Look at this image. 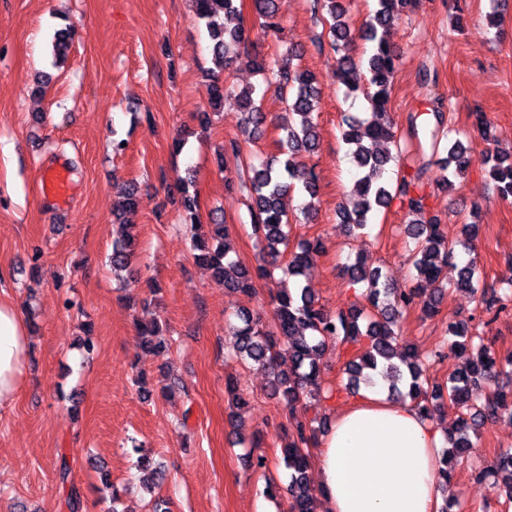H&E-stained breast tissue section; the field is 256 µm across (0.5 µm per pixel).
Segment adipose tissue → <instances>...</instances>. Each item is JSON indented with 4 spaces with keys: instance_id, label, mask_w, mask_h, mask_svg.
<instances>
[{
    "instance_id": "ef3b65f1",
    "label": "adipose tissue",
    "mask_w": 512,
    "mask_h": 512,
    "mask_svg": "<svg viewBox=\"0 0 512 512\" xmlns=\"http://www.w3.org/2000/svg\"><path fill=\"white\" fill-rule=\"evenodd\" d=\"M30 354L19 308L0 302V408L12 404ZM446 437L410 402L392 401L382 383L335 413L316 462L321 512H441Z\"/></svg>"
}]
</instances>
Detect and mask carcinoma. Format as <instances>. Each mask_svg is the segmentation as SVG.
Instances as JSON below:
<instances>
[{
  "instance_id": "carcinoma-1",
  "label": "carcinoma",
  "mask_w": 512,
  "mask_h": 512,
  "mask_svg": "<svg viewBox=\"0 0 512 512\" xmlns=\"http://www.w3.org/2000/svg\"><path fill=\"white\" fill-rule=\"evenodd\" d=\"M199 18L206 21L212 52L220 69L231 67L241 58V49L249 43V34L243 27L226 29L217 18L242 13L243 0H196ZM251 8L264 36L274 37L282 27L277 0H251ZM413 8V0H375V7L362 26V36L372 43L367 59L369 87L366 93L370 116H347L342 123L341 138L348 147L360 175L354 183L352 207L338 212L339 223L345 225L349 235H357L366 228L373 213L390 206L397 199L410 217L404 233L411 240L410 261L416 271L414 284L396 288L384 277L381 269L370 267L361 258L344 266L343 274L354 283L365 284L366 303H352L334 312L319 304L313 289L297 285L293 290H282L274 298V325L263 327L252 313L242 309L237 314L239 325L233 327L235 339L233 358L243 363L251 362L273 376L272 392L280 395L294 415L296 406L306 399H315L321 389L320 361L331 346H343L349 352L345 362L346 386L350 390L360 382L371 384L367 371L381 370L391 384L392 392L404 395L424 415L434 418L449 404L457 407L460 418L455 430L448 433L449 448L441 457V489L448 492L452 473L448 464L455 457H462L475 447L473 437L485 422L506 413L512 417V391H504L499 379L512 375V353L499 355L492 347L479 344L476 354L467 366L448 375V384L431 381L426 367L413 345L403 341L400 322L409 309L417 308L425 318H432L440 311L445 298L443 288L448 261L457 249L469 251L476 236L477 225H462L461 236L448 240L440 218L427 214V193L423 182L426 165L415 174L402 176L392 183L386 174L396 157L386 151L374 149L380 142H390L396 129L388 115L387 107L391 86L398 65V55L384 38L390 24ZM315 13L329 15L328 38L336 58V76L348 85L351 92L357 87L350 84V76L357 68L351 55L353 36L345 20L347 8L342 0H314ZM301 53L287 49L285 53L265 58L259 53L247 55L253 69L265 76L266 88L274 89L285 102L284 114L289 121L284 127L285 137L280 142L279 155L254 163L244 157L242 141L230 139L217 154L219 168L224 160L232 157L247 172L242 187L251 198L252 229L262 265L251 270L239 259L229 256L225 243L229 227L222 221L201 224L198 195L182 196V205L189 214L194 258L211 267L219 286L228 291L240 292L248 297L255 294L254 277L270 274V268L283 266L290 277L303 275L305 268L322 253L319 238L301 239L290 246V223L282 205V197L298 190L305 202L301 212L310 216L318 194L319 175L316 167L305 161L319 148V134L315 111L318 107L317 81L308 70H301L293 60ZM212 106L218 108L224 97H236L250 136L245 141L257 140L265 131L267 116L257 99L256 88L239 92L226 84L220 75H214ZM436 125L429 132L432 150L440 147L444 133L443 113H434ZM472 125L487 143L496 141L495 127L484 112L471 113ZM470 146L457 139L447 149V156L439 159L442 172L437 180L442 187H451L452 179L463 174L469 163ZM494 190L503 200L512 199V157L495 155V163L488 171ZM135 237L121 225V238L113 241L110 265L112 273L119 274L129 265ZM480 279L476 260L473 258L457 266L455 288L477 296L478 303L490 315L485 325H491L498 313L506 308L504 299L493 289L479 287ZM159 323L140 326L141 345L158 353L163 352L164 339L160 337ZM449 357L473 343L474 336L466 322L448 325ZM288 356V371L278 369V357ZM327 417L314 413L307 422L295 420L288 430L284 462L288 469L286 494L289 512H312L313 488L307 475L309 449L318 444V437L325 431ZM508 471L505 486L492 483L493 492L505 494L512 502V451L499 453L496 461L483 472V476L498 475Z\"/></svg>"
}]
</instances>
